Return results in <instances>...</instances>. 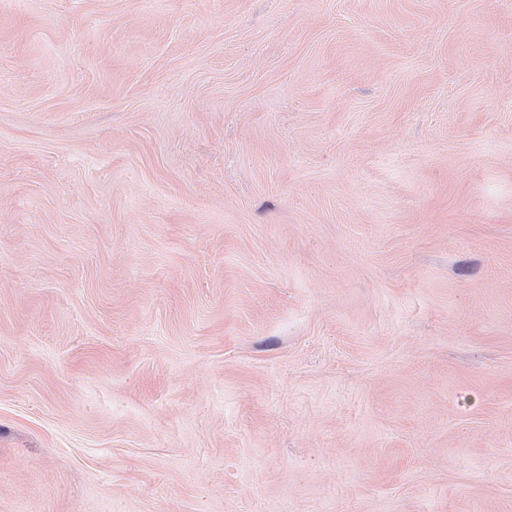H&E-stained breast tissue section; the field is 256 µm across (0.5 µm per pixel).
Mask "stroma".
Instances as JSON below:
<instances>
[{"label": "stroma", "instance_id": "stroma-1", "mask_svg": "<svg viewBox=\"0 0 512 512\" xmlns=\"http://www.w3.org/2000/svg\"><path fill=\"white\" fill-rule=\"evenodd\" d=\"M0 512H512V0H0Z\"/></svg>", "mask_w": 512, "mask_h": 512}]
</instances>
